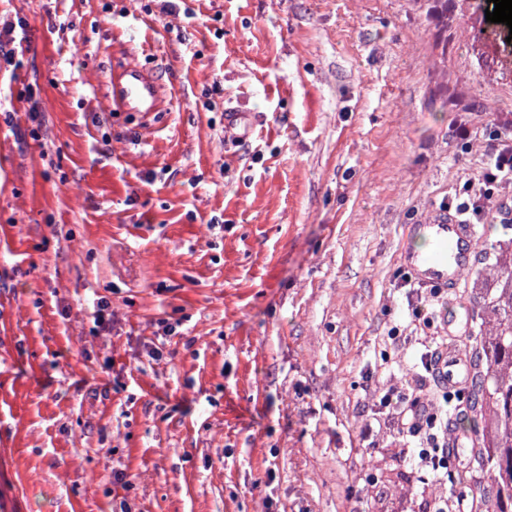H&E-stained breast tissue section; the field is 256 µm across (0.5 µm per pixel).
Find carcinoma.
<instances>
[{
	"label": "carcinoma",
	"instance_id": "cac0c4a2",
	"mask_svg": "<svg viewBox=\"0 0 512 512\" xmlns=\"http://www.w3.org/2000/svg\"><path fill=\"white\" fill-rule=\"evenodd\" d=\"M495 252L494 266L474 282V359L485 373L471 380L472 406L456 424L478 436L483 477L472 492L486 512H512V238Z\"/></svg>",
	"mask_w": 512,
	"mask_h": 512
}]
</instances>
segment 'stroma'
<instances>
[{"label":"stroma","mask_w":512,"mask_h":512,"mask_svg":"<svg viewBox=\"0 0 512 512\" xmlns=\"http://www.w3.org/2000/svg\"><path fill=\"white\" fill-rule=\"evenodd\" d=\"M486 2L0 0L25 23L0 68V512L470 498L474 456L419 468L374 393L474 345L470 279L419 323L401 253L512 136ZM128 62L162 111L112 106Z\"/></svg>","instance_id":"stroma-1"}]
</instances>
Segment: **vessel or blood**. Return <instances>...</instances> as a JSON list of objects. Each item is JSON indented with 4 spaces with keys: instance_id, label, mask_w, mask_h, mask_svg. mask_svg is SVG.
Returning <instances> with one entry per match:
<instances>
[{
    "instance_id": "1",
    "label": "vessel or blood",
    "mask_w": 512,
    "mask_h": 512,
    "mask_svg": "<svg viewBox=\"0 0 512 512\" xmlns=\"http://www.w3.org/2000/svg\"><path fill=\"white\" fill-rule=\"evenodd\" d=\"M106 92L113 105L125 112H156L162 106L158 84L142 67L129 64L109 74ZM408 239L424 238L429 250L407 248L404 264L419 284L441 291L456 287L463 271L475 257L480 235L475 225L464 223L447 210L435 209L421 224L406 227ZM433 369L443 385L460 387L471 368L457 350L444 347L436 357Z\"/></svg>"
}]
</instances>
